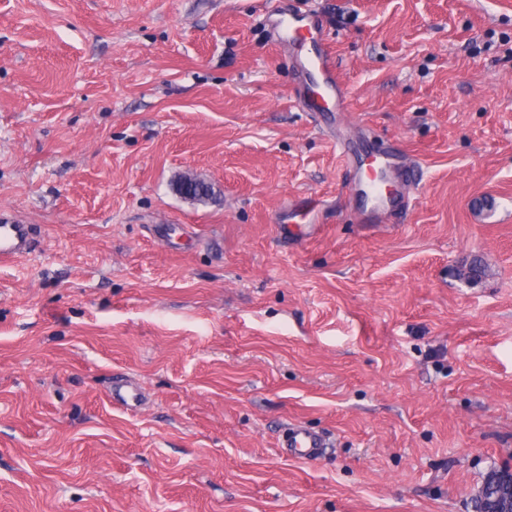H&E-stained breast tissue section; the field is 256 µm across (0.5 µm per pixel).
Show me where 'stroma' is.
I'll return each instance as SVG.
<instances>
[{
    "label": "stroma",
    "instance_id": "1",
    "mask_svg": "<svg viewBox=\"0 0 512 512\" xmlns=\"http://www.w3.org/2000/svg\"><path fill=\"white\" fill-rule=\"evenodd\" d=\"M266 2L0 0V220L36 229L0 264V512H474L512 467V0H281L329 115ZM342 141L419 163L394 222ZM293 420L324 459L279 455ZM280 16L275 21V29L278 39L283 41H292L294 44L305 45L310 43L312 53L304 59H300L299 69L301 75L312 74L316 76L317 85L321 92L316 97H312L305 90L301 83L298 90L300 101L311 112H343L346 109V95L343 88L336 78V64L329 50L324 48V35L319 32L322 28L319 21L314 18L296 17L291 14L292 21H288L285 16L288 13L280 11ZM333 107H329V102Z\"/></svg>",
    "mask_w": 512,
    "mask_h": 512
}]
</instances>
